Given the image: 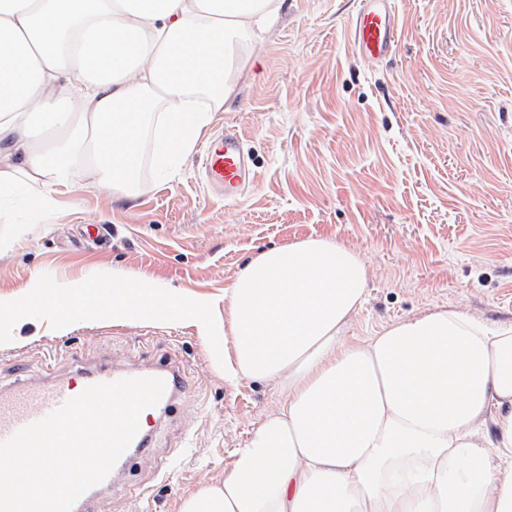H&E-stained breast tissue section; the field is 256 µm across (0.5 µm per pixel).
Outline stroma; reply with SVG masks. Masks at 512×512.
<instances>
[{
  "mask_svg": "<svg viewBox=\"0 0 512 512\" xmlns=\"http://www.w3.org/2000/svg\"><path fill=\"white\" fill-rule=\"evenodd\" d=\"M392 57L351 47L356 0H286L256 47L257 62L208 134L237 131L255 183L227 199L193 151L175 179L143 163L144 193L128 202L75 179L46 224L0 223V296L34 280H112L144 272L164 288L222 300L258 251L326 237L364 256L367 297L347 334L427 310L512 322V0H396ZM85 355L151 364L170 355L190 388L133 459L134 501L108 493L101 512H175L181 496L223 475L279 399L250 380L224 382L188 321L86 319L59 329L23 317L0 330V381L46 360ZM176 466L163 474L160 457Z\"/></svg>",
  "mask_w": 512,
  "mask_h": 512,
  "instance_id": "stroma-1",
  "label": "stroma"
}]
</instances>
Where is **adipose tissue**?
<instances>
[{
    "label": "adipose tissue",
    "instance_id": "1",
    "mask_svg": "<svg viewBox=\"0 0 512 512\" xmlns=\"http://www.w3.org/2000/svg\"><path fill=\"white\" fill-rule=\"evenodd\" d=\"M284 0H0V221L54 215L75 177L121 199L174 177ZM368 267L328 238L269 248L212 301L135 273L11 299L58 327L191 321L226 384L281 397L176 512H512V322L434 309L350 342Z\"/></svg>",
    "mask_w": 512,
    "mask_h": 512
}]
</instances>
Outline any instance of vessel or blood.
<instances>
[{
	"label": "vessel or blood",
	"mask_w": 512,
	"mask_h": 512,
	"mask_svg": "<svg viewBox=\"0 0 512 512\" xmlns=\"http://www.w3.org/2000/svg\"><path fill=\"white\" fill-rule=\"evenodd\" d=\"M355 48L371 60L382 58L397 46V19L392 0H359L353 26ZM205 170L208 184L225 196L242 194L252 182L251 160L242 137L235 131L213 139L205 148ZM42 382L20 375L12 382L0 383V441L7 440L20 428L40 420L96 383L122 378L157 377L165 382V392L156 412H167L179 393L189 383L186 371L175 365L156 364L147 368L94 367L69 376L49 368ZM113 478L85 492L74 504L72 512H97L102 489L112 488Z\"/></svg>",
	"instance_id": "obj_1"
}]
</instances>
